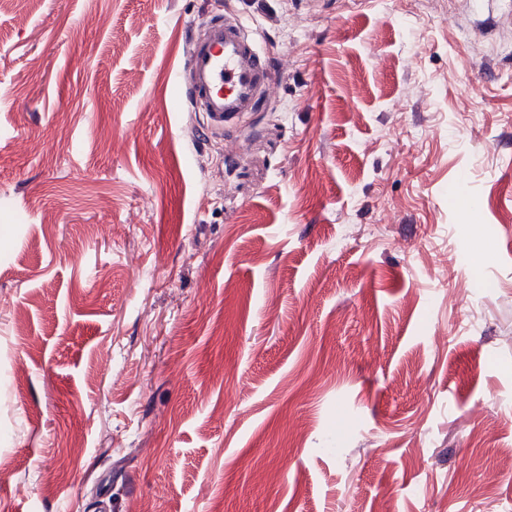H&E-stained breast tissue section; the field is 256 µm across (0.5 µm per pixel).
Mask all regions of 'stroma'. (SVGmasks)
Returning <instances> with one entry per match:
<instances>
[{
	"instance_id": "obj_1",
	"label": "stroma",
	"mask_w": 512,
	"mask_h": 512,
	"mask_svg": "<svg viewBox=\"0 0 512 512\" xmlns=\"http://www.w3.org/2000/svg\"><path fill=\"white\" fill-rule=\"evenodd\" d=\"M215 13L275 85L219 132ZM511 452L512 24L0 0V512H512ZM175 80L185 88L191 106L204 112L216 131L223 130L224 121L250 112L271 84L270 70L256 42L227 16L216 17L203 33L191 36L184 68Z\"/></svg>"
}]
</instances>
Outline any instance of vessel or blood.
Returning <instances> with one entry per match:
<instances>
[{"mask_svg": "<svg viewBox=\"0 0 512 512\" xmlns=\"http://www.w3.org/2000/svg\"><path fill=\"white\" fill-rule=\"evenodd\" d=\"M176 82L191 106L206 116L216 131L251 111L270 85V71L242 25L228 17L209 22L203 33L191 36L187 58Z\"/></svg>", "mask_w": 512, "mask_h": 512, "instance_id": "obj_1", "label": "vessel or blood"}]
</instances>
